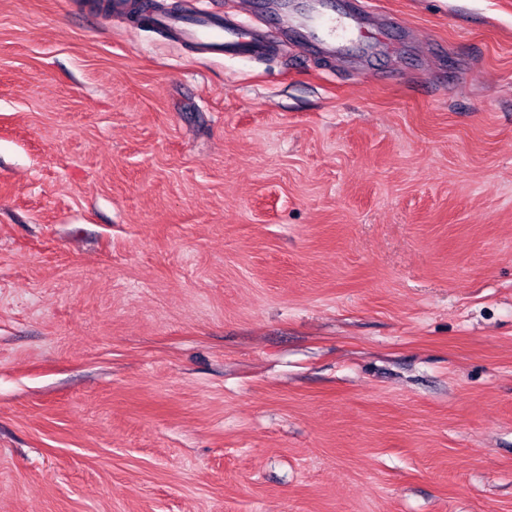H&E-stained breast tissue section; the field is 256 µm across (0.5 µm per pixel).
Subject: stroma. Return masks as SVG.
Here are the masks:
<instances>
[{"label":"stroma","instance_id":"obj_1","mask_svg":"<svg viewBox=\"0 0 512 512\" xmlns=\"http://www.w3.org/2000/svg\"><path fill=\"white\" fill-rule=\"evenodd\" d=\"M110 2L0 0V512H512V0ZM139 17L146 26L167 34L201 56L245 55L262 57L273 43L245 22L224 17L199 6L190 13H174L156 7L158 0H140ZM282 24L287 36L309 52L324 56L369 52L386 37L385 24L374 26L365 2H348L336 14L333 0H255Z\"/></svg>","mask_w":512,"mask_h":512}]
</instances>
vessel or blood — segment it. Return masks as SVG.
Returning a JSON list of instances; mask_svg holds the SVG:
<instances>
[{
	"label": "vessel or blood",
	"mask_w": 512,
	"mask_h": 512,
	"mask_svg": "<svg viewBox=\"0 0 512 512\" xmlns=\"http://www.w3.org/2000/svg\"><path fill=\"white\" fill-rule=\"evenodd\" d=\"M157 0H141L140 17L146 26L167 34L201 56L261 57L271 41L247 23L237 22L206 7L190 13L157 8ZM258 6L278 21L287 36L309 52L336 56L372 50L386 36L367 16L363 0H351L336 10L333 0H257Z\"/></svg>",
	"instance_id": "obj_1"
}]
</instances>
